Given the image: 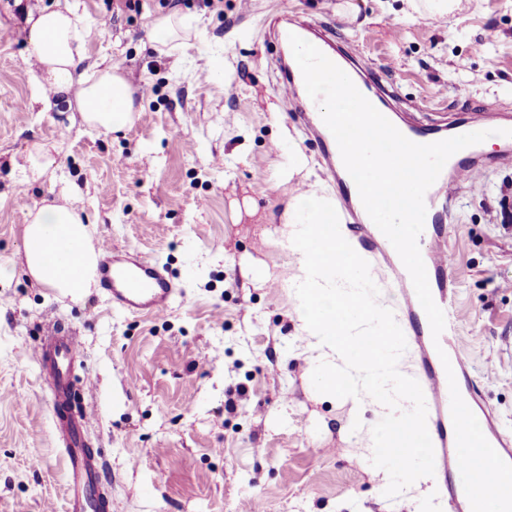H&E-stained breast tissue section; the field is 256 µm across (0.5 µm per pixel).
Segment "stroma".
<instances>
[{
  "mask_svg": "<svg viewBox=\"0 0 512 512\" xmlns=\"http://www.w3.org/2000/svg\"><path fill=\"white\" fill-rule=\"evenodd\" d=\"M179 8L184 39L155 17ZM83 19L89 70L119 67L141 110L124 130L86 126L75 104L48 107L23 14ZM330 25L360 73L379 75L399 117L449 124L512 115V0H459L447 19L405 0H0V512H66L65 461L51 389L32 357L56 319L78 336L76 379L91 376L85 439L104 463L112 512H448L436 478L386 497L371 450L352 438V404L318 393L290 287L298 255L281 216L304 180L325 183L312 130L277 89L278 30ZM290 137L306 161L289 175ZM54 164L17 172L35 146ZM512 144L482 149L481 192L461 185L446 223L448 277L488 411L512 422ZM82 211L93 247L114 244L167 267L180 294L149 319L113 310L98 286L61 294L24 262L28 212ZM323 448L320 456L310 447Z\"/></svg>",
  "mask_w": 512,
  "mask_h": 512,
  "instance_id": "35a3bbf8",
  "label": "stroma"
}]
</instances>
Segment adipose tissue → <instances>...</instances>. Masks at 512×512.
<instances>
[{
	"label": "adipose tissue",
	"instance_id": "ef3b65f1",
	"mask_svg": "<svg viewBox=\"0 0 512 512\" xmlns=\"http://www.w3.org/2000/svg\"><path fill=\"white\" fill-rule=\"evenodd\" d=\"M82 20L72 10L30 12L23 31L36 61L34 79L42 91L74 97L83 122L108 132L130 125L137 110L135 91L120 69L108 66L87 74L80 51ZM80 211L44 205L29 212L25 227V263L41 286L64 293L90 287L97 256ZM78 253V268L67 257Z\"/></svg>",
	"mask_w": 512,
	"mask_h": 512
}]
</instances>
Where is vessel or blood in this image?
Returning <instances> with one entry per match:
<instances>
[{
  "label": "vessel or blood",
  "instance_id": "1",
  "mask_svg": "<svg viewBox=\"0 0 512 512\" xmlns=\"http://www.w3.org/2000/svg\"><path fill=\"white\" fill-rule=\"evenodd\" d=\"M300 116L305 123L320 129L326 176L336 182L342 204L351 206L354 181L343 164L333 134L325 127L317 102L306 100L300 108ZM402 133L418 144L442 139L440 127L420 123L403 127ZM477 163L472 148L459 150L447 162L451 174H440L424 197L426 215L418 243L431 294L446 315V327L440 337L432 335L409 273L392 264L386 282L397 307L395 319L404 333L407 351L419 358L416 379L426 401L427 429L434 447L440 492L450 512H458L464 487L457 460L447 376L452 373L467 377L469 358L463 349L460 324L452 313L456 296L448 285L452 259L445 247L451 227L444 224L443 213L451 208L461 183H469L472 190H480ZM346 239L366 260L389 261L395 253L392 244L366 214L362 215L360 223L350 225ZM98 282L113 308L145 318L165 314L179 293L159 264L116 246H102ZM79 351L78 338L56 327L44 344L34 350V358L52 391L55 428L66 458L67 512H89L90 495L98 489L103 474L102 463L87 448L84 437L88 420L84 400L91 391V383L86 380L77 386L72 380L74 359ZM479 424L498 455L512 464V431L499 427L488 416L481 418Z\"/></svg>",
  "mask_w": 512,
  "mask_h": 512
}]
</instances>
